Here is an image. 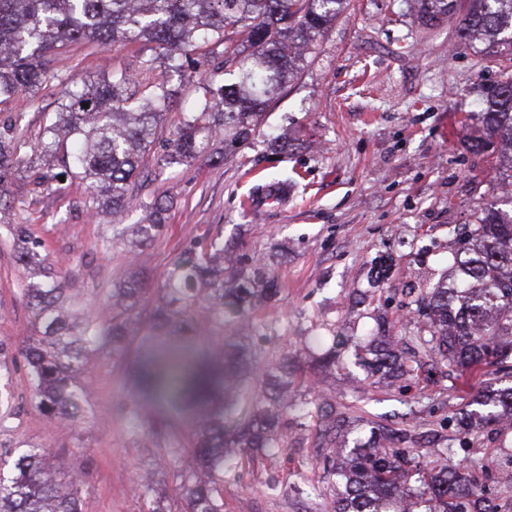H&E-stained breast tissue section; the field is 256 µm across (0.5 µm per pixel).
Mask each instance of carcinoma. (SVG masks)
I'll use <instances>...</instances> for the list:
<instances>
[{"instance_id":"cac0c4a2","label":"carcinoma","mask_w":512,"mask_h":512,"mask_svg":"<svg viewBox=\"0 0 512 512\" xmlns=\"http://www.w3.org/2000/svg\"><path fill=\"white\" fill-rule=\"evenodd\" d=\"M416 3L424 27L453 18L456 46L481 44L483 60L499 64L498 79L483 86L476 113L489 138L474 139L470 150L481 154L499 144L508 159L499 176L512 186V0ZM350 7L351 0H0V104L58 80L63 96L44 127V165L33 172V184L53 185L63 194L79 181L89 189L85 208L110 214L132 204L149 176L147 156L178 94L168 74H197L202 94L182 113L159 170L191 162L221 137L224 151L216 159L224 161L250 143L266 104L304 67L327 26ZM109 42L141 45L139 75L114 72L88 84L52 75L46 66L48 54L60 48ZM25 145L16 124L0 123V184ZM169 204L155 198L146 206L147 223L117 228L100 245L110 250L129 232L136 246L151 244L165 226ZM9 233L27 278L23 294L33 321L21 355L38 410L51 419L80 421L84 393L78 376L112 347L142 382L155 387L175 382L176 391L160 399L171 405L188 401L197 419L194 448L177 474L183 507L153 497L154 480L147 475L141 480L146 508L140 512H224V473L254 448L279 451L284 447L280 429L308 410L290 395L286 364L265 374L267 396L243 404L242 389L253 375L245 339L227 338L223 350L206 353L191 337L199 312L222 329L225 316L271 299L274 284L256 287L261 269L245 272L224 254L218 225L211 237L185 244L148 321L137 312L145 275L131 269L106 289L112 318L103 322L28 225L14 224ZM464 239L467 247L454 258L456 280L442 279L423 295L429 330L413 341L459 370L482 364L502 369L512 357V209L501 210L494 202L479 207ZM368 355L382 379L411 375L390 336L369 344ZM478 405L484 407L486 424L503 411L512 415V386L482 396ZM146 420L159 434L171 428L167 417L144 418L133 411L131 423ZM339 430L333 411H325L322 438L334 447L326 461L336 478V512H417L405 487L411 460L398 447L411 437L380 426L372 441L347 450L336 447ZM14 454L10 472L0 471V512H80L75 486L83 462L53 460L36 446L16 448ZM427 487L443 512H461L463 488L455 473L442 468L429 475Z\"/></svg>"}]
</instances>
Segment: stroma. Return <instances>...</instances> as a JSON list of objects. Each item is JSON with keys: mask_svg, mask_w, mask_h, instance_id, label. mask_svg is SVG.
Returning a JSON list of instances; mask_svg holds the SVG:
<instances>
[{"mask_svg": "<svg viewBox=\"0 0 512 512\" xmlns=\"http://www.w3.org/2000/svg\"><path fill=\"white\" fill-rule=\"evenodd\" d=\"M318 40L308 63L266 109L258 135L227 161L203 155L146 181L126 211L92 217L76 209L85 184L66 193L34 188L36 153L0 186V340L15 357L0 373V469L10 470L12 449L38 445L60 458L81 454L88 467L78 486L82 512H140V474L154 473L166 491L176 487V464L162 458L148 430L132 431V408L146 400L131 387L123 360L104 353L82 374L85 415L76 424L42 414L35 406L18 351L29 334L31 310L23 296L9 225H29L51 258L83 288L100 320L111 312L102 288L133 264L144 267L150 291L185 242L224 227V246L243 264H261L278 293L244 319L216 334L201 322L195 343L218 346L223 336L252 338L257 374L280 360L294 370L291 392L310 400L302 425L288 428V446L273 457L244 463L224 481V512H333L335 496L314 446L319 409L331 404L343 421L346 444L367 439L373 423L418 434V475L445 464L465 486H479L494 512H512V487L501 467L512 459V419L471 427L462 421L476 396L512 384V372H464L440 367L424 353L411 361L406 384H389L363 365L365 346L382 333L412 336L420 330L415 301L422 287L450 273L463 225L480 205L508 189L490 154L469 152L478 136L463 111L480 108V86L493 80L479 57L460 49L447 26L423 29L402 14V0H353ZM134 45H87L53 52L51 72L94 83L112 71H134ZM59 89L48 82L19 101L0 105L1 119L17 120L38 141L57 109ZM287 133L284 151L268 146ZM289 179L285 200L250 211L245 201L258 187ZM168 195L173 206L156 240L140 258L99 246L111 224H137L143 204ZM335 347L336 365L313 367L318 353Z\"/></svg>", "mask_w": 512, "mask_h": 512, "instance_id": "stroma-1", "label": "stroma"}]
</instances>
